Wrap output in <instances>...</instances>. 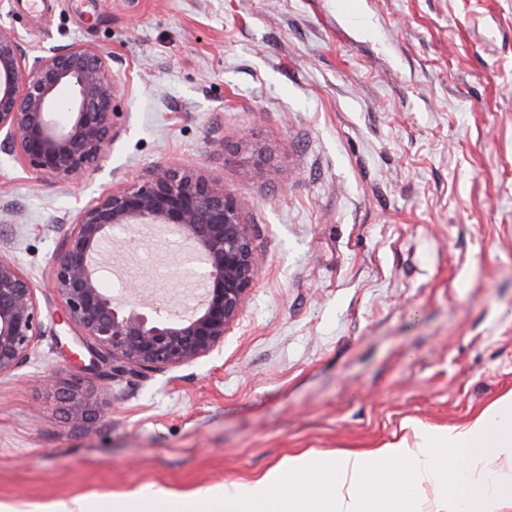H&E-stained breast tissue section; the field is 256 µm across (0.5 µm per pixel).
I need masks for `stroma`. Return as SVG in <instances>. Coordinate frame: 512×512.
<instances>
[{
    "label": "stroma",
    "instance_id": "1",
    "mask_svg": "<svg viewBox=\"0 0 512 512\" xmlns=\"http://www.w3.org/2000/svg\"><path fill=\"white\" fill-rule=\"evenodd\" d=\"M0 23L32 55L95 47L120 79L117 135L82 178L0 148V255L43 322L0 376L5 512L248 480L512 392V0H0ZM171 163L243 204L264 264L223 347L117 373L50 271L80 208ZM115 256L107 291L185 303L177 252ZM75 377L96 417L72 416Z\"/></svg>",
    "mask_w": 512,
    "mask_h": 512
}]
</instances>
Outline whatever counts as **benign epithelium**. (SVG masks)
<instances>
[{"mask_svg": "<svg viewBox=\"0 0 512 512\" xmlns=\"http://www.w3.org/2000/svg\"><path fill=\"white\" fill-rule=\"evenodd\" d=\"M72 90V119L58 126V92ZM119 79L110 57L73 44L29 57L0 25V144L38 178L77 180L112 146ZM163 228L202 265L192 271L201 298L187 310L149 307L137 296L114 297L101 287L100 257L143 231ZM261 258L241 203L203 174L171 165L111 189L76 215L56 258L53 287L68 324L94 356L113 370L189 365L224 345L244 309ZM42 322L34 286L0 255V375L28 358Z\"/></svg>", "mask_w": 512, "mask_h": 512, "instance_id": "obj_1", "label": "benign epithelium"}]
</instances>
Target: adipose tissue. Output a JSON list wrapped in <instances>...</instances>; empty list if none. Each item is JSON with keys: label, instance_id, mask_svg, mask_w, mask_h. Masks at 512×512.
I'll use <instances>...</instances> for the list:
<instances>
[{"label": "adipose tissue", "instance_id": "ef3b65f1", "mask_svg": "<svg viewBox=\"0 0 512 512\" xmlns=\"http://www.w3.org/2000/svg\"><path fill=\"white\" fill-rule=\"evenodd\" d=\"M369 452L284 458L261 476L113 504V512H502L512 501V392L463 424Z\"/></svg>", "mask_w": 512, "mask_h": 512}]
</instances>
